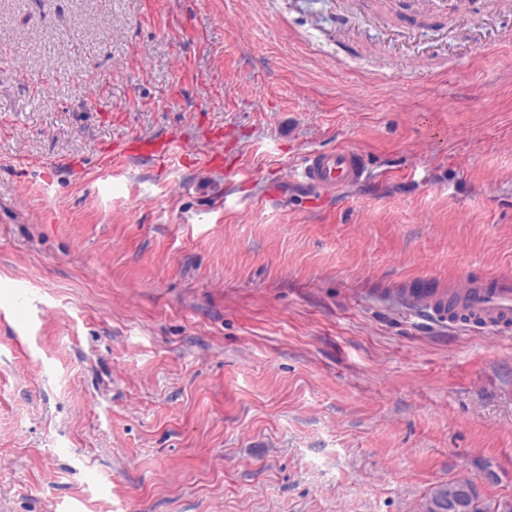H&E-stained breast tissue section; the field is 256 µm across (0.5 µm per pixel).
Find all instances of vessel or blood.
<instances>
[{
	"instance_id": "vessel-or-blood-1",
	"label": "vessel or blood",
	"mask_w": 512,
	"mask_h": 512,
	"mask_svg": "<svg viewBox=\"0 0 512 512\" xmlns=\"http://www.w3.org/2000/svg\"><path fill=\"white\" fill-rule=\"evenodd\" d=\"M140 153L166 163L185 156L186 147L181 138L172 135L151 141ZM369 176V161L361 151L314 149L304 155L292 178L328 196L342 187L361 184ZM408 300L410 305L422 307L429 319L442 324L453 325L464 319L495 333L512 329V276L508 274H492L478 282L460 279L447 295L418 288Z\"/></svg>"
}]
</instances>
